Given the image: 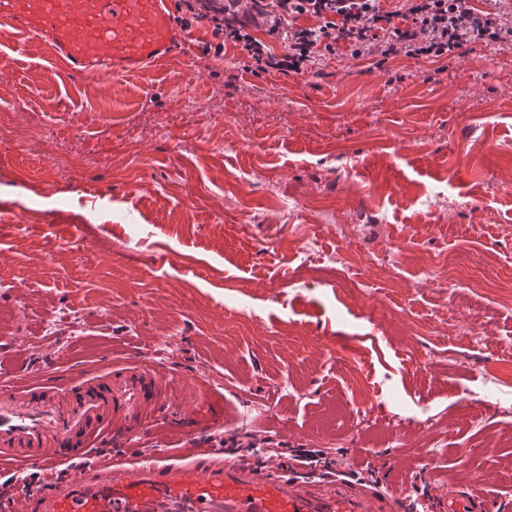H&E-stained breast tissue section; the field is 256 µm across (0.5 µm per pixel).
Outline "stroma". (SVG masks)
<instances>
[{"mask_svg": "<svg viewBox=\"0 0 512 512\" xmlns=\"http://www.w3.org/2000/svg\"><path fill=\"white\" fill-rule=\"evenodd\" d=\"M188 36L141 76L74 79L0 29L13 367L65 381L160 350L231 430L512 512V42L257 78L233 43L205 53L209 20Z\"/></svg>", "mask_w": 512, "mask_h": 512, "instance_id": "obj_1", "label": "stroma"}]
</instances>
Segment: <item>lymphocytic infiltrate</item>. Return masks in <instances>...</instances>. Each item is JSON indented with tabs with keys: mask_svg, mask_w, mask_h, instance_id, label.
Masks as SVG:
<instances>
[{
	"mask_svg": "<svg viewBox=\"0 0 512 512\" xmlns=\"http://www.w3.org/2000/svg\"><path fill=\"white\" fill-rule=\"evenodd\" d=\"M381 0H226L223 18L214 19L215 34L240 43L252 62L254 75L275 68L303 72L321 57L344 45L351 57H381L402 52L409 56H449L479 41H501L491 15L474 11L465 0H404L395 11L383 10ZM316 18L312 27L296 26L300 16ZM265 19L271 37L283 45V55L266 52L247 34L248 22Z\"/></svg>",
	"mask_w": 512,
	"mask_h": 512,
	"instance_id": "obj_1",
	"label": "lymphocytic infiltrate"
}]
</instances>
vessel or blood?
Masks as SVG:
<instances>
[{"label": "vessel or blood", "mask_w": 512, "mask_h": 512, "mask_svg": "<svg viewBox=\"0 0 512 512\" xmlns=\"http://www.w3.org/2000/svg\"><path fill=\"white\" fill-rule=\"evenodd\" d=\"M0 26L43 42L73 77L129 74L184 52L172 0H0ZM136 354L79 381L0 375V512H495L467 489L413 500L317 478L288 462L228 454L194 437L206 401ZM165 430L171 445L146 442ZM35 469L38 481H23Z\"/></svg>", "instance_id": "vessel-or-blood-1"}]
</instances>
